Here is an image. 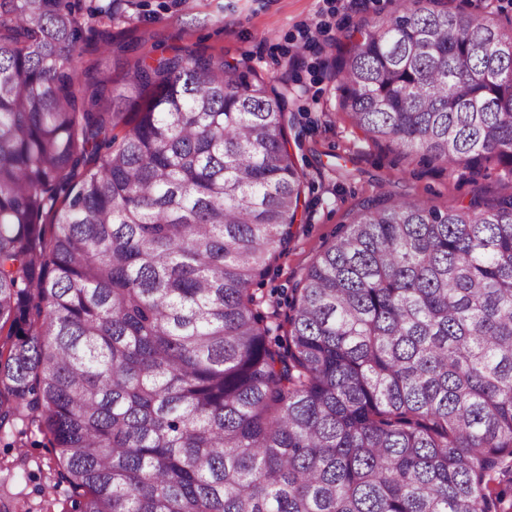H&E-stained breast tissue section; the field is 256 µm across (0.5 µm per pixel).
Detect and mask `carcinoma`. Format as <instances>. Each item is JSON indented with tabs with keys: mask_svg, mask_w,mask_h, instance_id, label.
<instances>
[{
	"mask_svg": "<svg viewBox=\"0 0 512 512\" xmlns=\"http://www.w3.org/2000/svg\"><path fill=\"white\" fill-rule=\"evenodd\" d=\"M436 2L339 47L341 108L512 174V27ZM112 19L0 0V432L49 437L64 512H512V194L362 205L281 313L283 96L179 47L79 69Z\"/></svg>",
	"mask_w": 512,
	"mask_h": 512,
	"instance_id": "cac0c4a2",
	"label": "carcinoma"
}]
</instances>
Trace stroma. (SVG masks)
Segmentation results:
<instances>
[{"mask_svg": "<svg viewBox=\"0 0 512 512\" xmlns=\"http://www.w3.org/2000/svg\"><path fill=\"white\" fill-rule=\"evenodd\" d=\"M398 0H114L108 33L128 51L112 55L113 76L128 59L186 47L246 64L286 101L289 151L305 175L300 223L257 295H289L324 244L368 199L418 198L440 210L489 203L512 192V174L491 165L449 168L373 141L339 106L335 44L354 27L391 20ZM55 457L42 435L0 438V512H59L70 491L52 483Z\"/></svg>", "mask_w": 512, "mask_h": 512, "instance_id": "stroma-1", "label": "stroma"}]
</instances>
